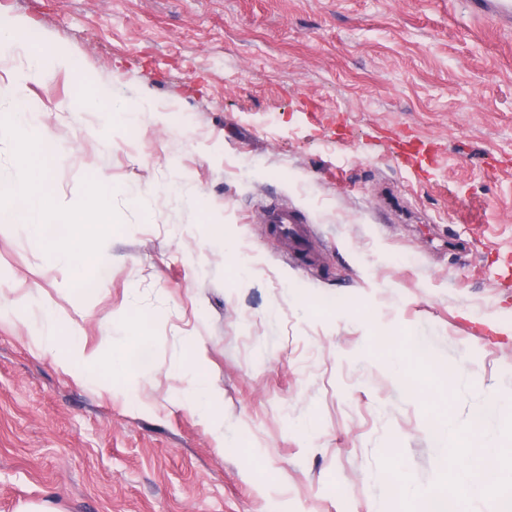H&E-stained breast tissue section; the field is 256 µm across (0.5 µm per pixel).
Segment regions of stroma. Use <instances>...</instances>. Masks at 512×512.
<instances>
[{
    "mask_svg": "<svg viewBox=\"0 0 512 512\" xmlns=\"http://www.w3.org/2000/svg\"><path fill=\"white\" fill-rule=\"evenodd\" d=\"M0 18L65 61L21 85L25 57L0 60V114L19 94L37 113L54 200L99 173L129 188L90 287L0 223V512H396L446 474L389 336L429 349L422 381L448 369L457 423L484 406V431L512 432L489 408L512 391V25L467 0H0ZM94 90L121 114H74ZM270 204L312 224L320 270L288 259ZM49 317L98 351L97 379L41 342ZM200 380L222 434L187 401Z\"/></svg>",
    "mask_w": 512,
    "mask_h": 512,
    "instance_id": "1",
    "label": "stroma"
}]
</instances>
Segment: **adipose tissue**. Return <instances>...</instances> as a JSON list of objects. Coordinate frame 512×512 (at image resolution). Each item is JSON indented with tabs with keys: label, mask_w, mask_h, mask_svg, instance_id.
Wrapping results in <instances>:
<instances>
[{
	"label": "adipose tissue",
	"mask_w": 512,
	"mask_h": 512,
	"mask_svg": "<svg viewBox=\"0 0 512 512\" xmlns=\"http://www.w3.org/2000/svg\"><path fill=\"white\" fill-rule=\"evenodd\" d=\"M19 51L27 58L26 77L46 73L44 51L25 42L18 25L0 22V58ZM49 342L67 363L79 367L81 373L89 374L95 370L97 352L86 350L66 327L52 325ZM449 388L447 376L440 374L433 383L420 390L419 396L432 413L435 450L450 478L420 496L406 500L402 512H461L465 499L486 495L491 486L512 488V465L504 460L498 437L485 435L473 443L467 431L453 424L448 405Z\"/></svg>",
	"instance_id": "obj_1"
}]
</instances>
